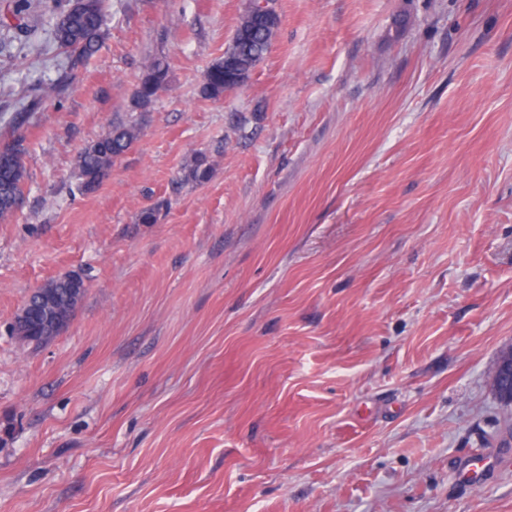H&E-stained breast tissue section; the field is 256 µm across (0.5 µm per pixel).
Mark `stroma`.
<instances>
[{"instance_id":"stroma-1","label":"stroma","mask_w":512,"mask_h":512,"mask_svg":"<svg viewBox=\"0 0 512 512\" xmlns=\"http://www.w3.org/2000/svg\"><path fill=\"white\" fill-rule=\"evenodd\" d=\"M246 4L105 0L75 74L40 7L35 41L0 27V134L29 147L0 224V512H512V0H275L265 60L204 98ZM70 273V324L23 345L15 316ZM169 66L163 57L148 59L140 85L134 97V108L150 106L160 91L168 85ZM141 127L136 118L112 123L107 132L87 145L77 160V190L94 191L102 182L105 172L117 159L125 155L136 143ZM494 387L499 396L506 399L512 394V350L504 351L494 372Z\"/></svg>"}]
</instances>
